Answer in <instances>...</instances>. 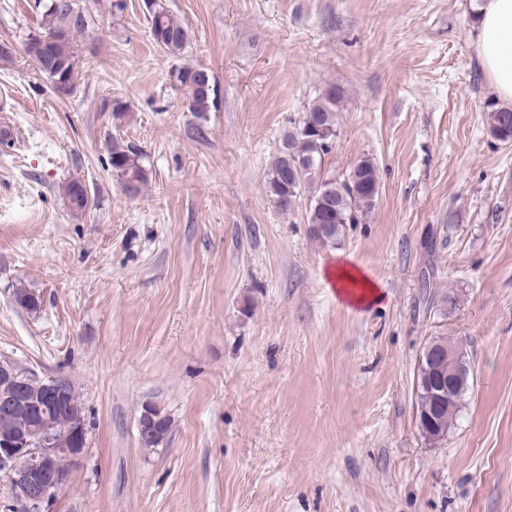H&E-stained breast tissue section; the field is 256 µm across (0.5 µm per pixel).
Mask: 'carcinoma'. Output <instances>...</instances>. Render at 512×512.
Listing matches in <instances>:
<instances>
[{"instance_id": "carcinoma-1", "label": "carcinoma", "mask_w": 512, "mask_h": 512, "mask_svg": "<svg viewBox=\"0 0 512 512\" xmlns=\"http://www.w3.org/2000/svg\"><path fill=\"white\" fill-rule=\"evenodd\" d=\"M40 16L38 33L52 36L37 50L38 71L54 85L59 95L72 93L76 80L77 60L73 51V40L93 23L86 0H34ZM151 33L154 41L163 50L176 56L187 46L188 30L178 21L163 0H146ZM209 73L195 67H176L170 73L171 81L185 91L190 111L202 118L217 105V94ZM342 91L329 87L317 98L302 117L283 137L281 148L269 164L266 187L275 203L284 211L305 190H310L308 223L312 234L323 246L336 245L346 232V226L356 224L359 218L374 207L378 195L379 174L372 159L366 157L357 163L356 175L335 182L321 183V171L325 156L330 149L323 145L326 139L336 138V119ZM486 125L495 139L512 142V106L492 107L487 111ZM146 155L136 146L112 139L108 164L125 191L136 194L149 179L150 169L145 163ZM88 190L81 180L73 178L63 186L66 204L74 212L87 209L89 202L79 199V193ZM470 388L465 383L448 392V403L440 407L432 418V426L448 436L459 413L462 397ZM69 409H47L46 414L60 428H65L71 416L84 412L82 397L75 387H70L67 396ZM171 430V419L161 410H156L153 433L138 435L141 447L155 449L162 445Z\"/></svg>"}]
</instances>
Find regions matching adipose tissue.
I'll return each instance as SVG.
<instances>
[{
  "mask_svg": "<svg viewBox=\"0 0 512 512\" xmlns=\"http://www.w3.org/2000/svg\"><path fill=\"white\" fill-rule=\"evenodd\" d=\"M478 61L496 93L512 98V0H482L478 7ZM327 275L344 304L368 307L382 298L377 284L360 269L337 262Z\"/></svg>",
  "mask_w": 512,
  "mask_h": 512,
  "instance_id": "obj_1",
  "label": "adipose tissue"
}]
</instances>
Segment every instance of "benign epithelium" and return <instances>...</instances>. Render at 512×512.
<instances>
[{"instance_id":"1","label":"benign epithelium","mask_w":512,"mask_h":512,"mask_svg":"<svg viewBox=\"0 0 512 512\" xmlns=\"http://www.w3.org/2000/svg\"><path fill=\"white\" fill-rule=\"evenodd\" d=\"M422 350L425 351L426 385L433 396L431 404L436 408L446 387L472 372V367L462 353L443 351L433 342L425 343ZM15 368L8 359L0 361V418L5 420L16 417L20 407L25 405L20 399L23 387ZM66 394V381L50 376L42 402L28 406V410L38 411L44 404L59 408ZM85 432L84 421L77 418L65 431L45 419L32 436L0 432V469L8 475L6 486L11 497L20 500L30 512H41L67 480L57 470V461L61 457L77 460L84 452Z\"/></svg>"}]
</instances>
